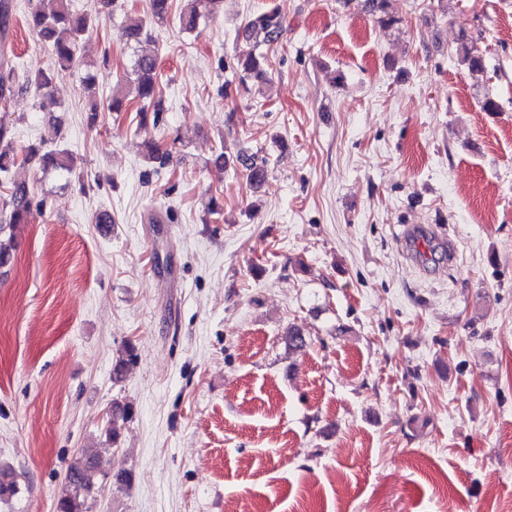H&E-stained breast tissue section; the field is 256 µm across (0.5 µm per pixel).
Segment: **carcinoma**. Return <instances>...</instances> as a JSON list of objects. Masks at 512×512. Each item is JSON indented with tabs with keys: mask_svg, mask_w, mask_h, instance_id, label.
I'll return each mask as SVG.
<instances>
[{
	"mask_svg": "<svg viewBox=\"0 0 512 512\" xmlns=\"http://www.w3.org/2000/svg\"><path fill=\"white\" fill-rule=\"evenodd\" d=\"M220 0H188L187 7L179 15L181 29L193 32L197 29L202 17L208 15L213 6ZM69 0H38V5L31 8L27 15L28 27L37 33L40 40L49 44L55 58V69L52 72H39L28 78L25 83L15 82L12 69L0 68V107L5 109L11 98L17 93L35 88L47 95L56 76L71 71L79 66L76 57L78 40L90 28L91 21L85 17L73 15L68 9ZM251 35L261 42L271 43L280 37L284 30L281 17L274 13H263L255 16L248 24ZM469 74L485 71V53L475 42L468 38L465 30H460L459 44L456 49ZM240 83L247 80L265 79L268 77L266 57L252 49L238 59ZM134 74L137 76V97L142 106L139 108L141 120H146L147 108L158 106L160 88L157 81V59L149 54L142 55L134 63ZM37 163L43 170L69 172L72 168L73 156L66 149L41 151L36 146H28L19 152L13 145L11 127L0 121V177L11 189V214L9 223L21 224L29 219L31 200L25 182L18 181L13 171L23 169L31 163ZM247 179L258 188L266 180L267 163L265 160L252 161L246 167ZM133 359L130 351L119 356L112 366V381L120 383L124 380L126 368ZM108 477L98 470L94 456L80 453L68 467L65 491L56 504V512H91L93 501L105 487ZM18 493L15 477L8 469L0 468V499H9Z\"/></svg>",
	"mask_w": 512,
	"mask_h": 512,
	"instance_id": "1",
	"label": "carcinoma"
}]
</instances>
